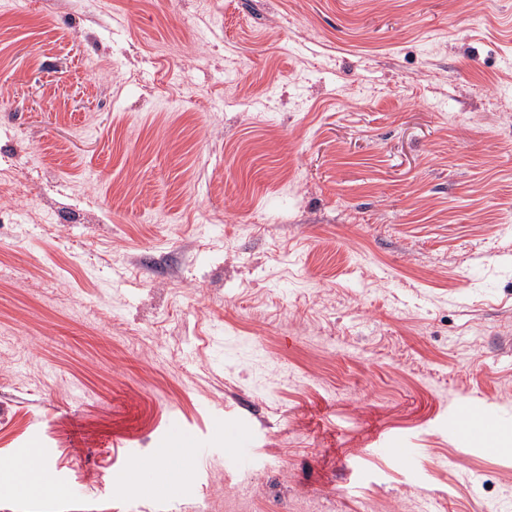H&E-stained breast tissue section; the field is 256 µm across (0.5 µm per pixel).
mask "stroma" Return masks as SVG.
Returning a JSON list of instances; mask_svg holds the SVG:
<instances>
[{
	"mask_svg": "<svg viewBox=\"0 0 512 512\" xmlns=\"http://www.w3.org/2000/svg\"><path fill=\"white\" fill-rule=\"evenodd\" d=\"M4 169L0 512L242 403L167 512H512V0H0ZM501 418L488 410L468 414L465 410H456L448 416L446 425L448 435L454 437L465 449L469 448L476 438H486L499 426ZM48 458L49 450L47 448H33V452L31 454L15 456L12 460V463L19 474L28 476L31 475L33 468L35 467L37 461H39L43 465V470H45L49 480L54 481L56 479V474L54 471L47 467Z\"/></svg>",
	"mask_w": 512,
	"mask_h": 512,
	"instance_id": "obj_1",
	"label": "stroma"
}]
</instances>
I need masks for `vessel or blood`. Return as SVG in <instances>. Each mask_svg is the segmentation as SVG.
<instances>
[{
  "instance_id": "vessel-or-blood-1",
  "label": "vessel or blood",
  "mask_w": 512,
  "mask_h": 512,
  "mask_svg": "<svg viewBox=\"0 0 512 512\" xmlns=\"http://www.w3.org/2000/svg\"><path fill=\"white\" fill-rule=\"evenodd\" d=\"M498 414L483 410L474 413L455 411L447 421L448 433L461 447H470L473 440L491 435L499 426ZM221 445L235 444L239 449L236 464L246 469L252 464V435L245 416L227 417L216 414L210 421L205 433L199 434L188 430L179 419H171L156 435L155 449L144 454L133 451L125 457L120 479L129 499L151 505L164 512L175 502L178 492L174 485L155 486L153 476L160 464H168L170 470H178L183 459L180 449H190V461L199 462L207 452L210 442ZM49 451L45 448L34 449L32 453L15 456L12 463L16 471L24 476L31 475L36 463H47Z\"/></svg>"
}]
</instances>
